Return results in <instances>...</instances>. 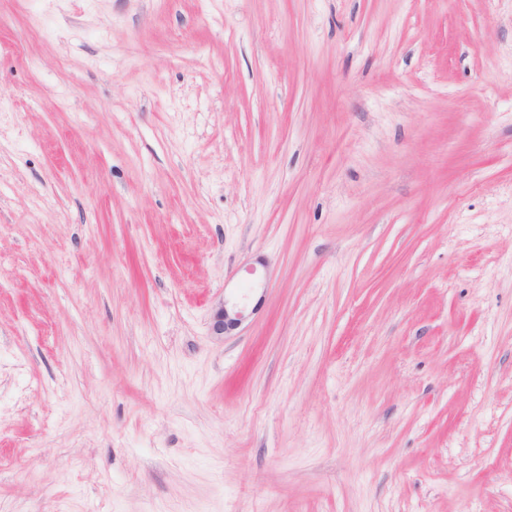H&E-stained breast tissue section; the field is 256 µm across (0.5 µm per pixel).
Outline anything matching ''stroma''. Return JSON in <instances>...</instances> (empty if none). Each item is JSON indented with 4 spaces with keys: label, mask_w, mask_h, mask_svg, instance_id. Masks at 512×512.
<instances>
[{
    "label": "stroma",
    "mask_w": 512,
    "mask_h": 512,
    "mask_svg": "<svg viewBox=\"0 0 512 512\" xmlns=\"http://www.w3.org/2000/svg\"><path fill=\"white\" fill-rule=\"evenodd\" d=\"M0 512H512V0H0ZM246 318L244 308L230 303L225 298L220 300L211 310V329L216 336H224L235 330Z\"/></svg>",
    "instance_id": "35a3bbf8"
}]
</instances>
